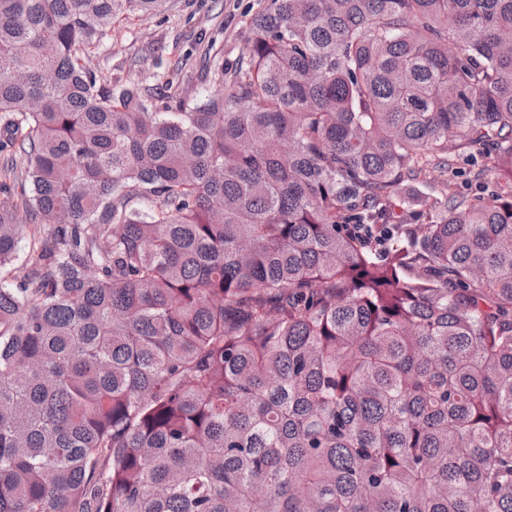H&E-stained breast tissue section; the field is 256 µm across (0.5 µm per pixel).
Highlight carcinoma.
I'll use <instances>...</instances> for the list:
<instances>
[{"label": "carcinoma", "instance_id": "cac0c4a2", "mask_svg": "<svg viewBox=\"0 0 512 512\" xmlns=\"http://www.w3.org/2000/svg\"><path fill=\"white\" fill-rule=\"evenodd\" d=\"M168 4L0 0V512H512V0H267L203 99L90 67ZM477 157V162L471 159L460 160L454 167L452 172L448 173L449 187L448 194L457 193L469 197L481 196L488 198L499 189V185L503 184V180L498 179L497 172L489 170L484 173L480 180L474 178V173L485 161L480 156Z\"/></svg>", "mask_w": 512, "mask_h": 512}]
</instances>
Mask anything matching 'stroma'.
<instances>
[{"instance_id": "stroma-1", "label": "stroma", "mask_w": 512, "mask_h": 512, "mask_svg": "<svg viewBox=\"0 0 512 512\" xmlns=\"http://www.w3.org/2000/svg\"><path fill=\"white\" fill-rule=\"evenodd\" d=\"M265 0H171L164 14L128 24L93 69L112 80L135 81L140 90L193 95L208 93L206 67L232 68L245 51L249 22ZM478 162L459 161L449 172V192L490 197L496 172L479 173Z\"/></svg>"}]
</instances>
